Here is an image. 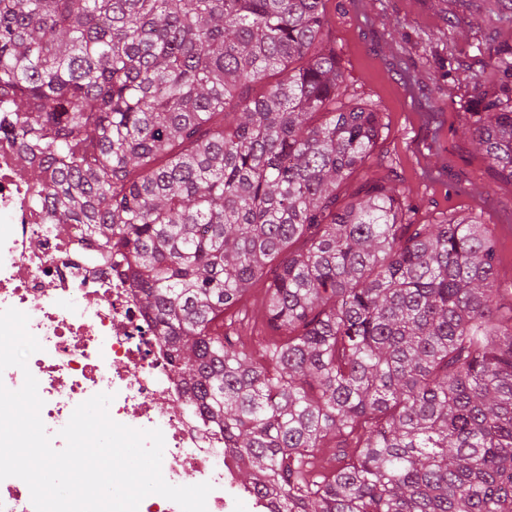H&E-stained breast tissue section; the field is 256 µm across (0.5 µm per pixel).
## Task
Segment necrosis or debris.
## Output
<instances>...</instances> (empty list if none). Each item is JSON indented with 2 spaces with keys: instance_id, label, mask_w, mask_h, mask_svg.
Returning a JSON list of instances; mask_svg holds the SVG:
<instances>
[{
  "instance_id": "obj_1",
  "label": "necrosis or debris",
  "mask_w": 512,
  "mask_h": 512,
  "mask_svg": "<svg viewBox=\"0 0 512 512\" xmlns=\"http://www.w3.org/2000/svg\"><path fill=\"white\" fill-rule=\"evenodd\" d=\"M38 188L0 136V310L29 317L42 345L27 369L7 368L0 383L19 389L25 374L38 382L41 419L55 449L75 407L99 393L112 395L111 418L135 429H160L162 474L173 485L185 472L213 486L207 512H272L273 506L239 487L224 437L178 402L183 386L168 348L144 317L136 288L85 249L80 224H51L32 208ZM173 411H165V403Z\"/></svg>"
}]
</instances>
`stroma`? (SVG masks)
<instances>
[{"label": "stroma", "mask_w": 512, "mask_h": 512, "mask_svg": "<svg viewBox=\"0 0 512 512\" xmlns=\"http://www.w3.org/2000/svg\"><path fill=\"white\" fill-rule=\"evenodd\" d=\"M327 41L345 82L385 127L373 170L405 189L417 223L471 214L499 244L495 273L512 299V184L470 134L478 90L507 81L512 0H329Z\"/></svg>", "instance_id": "35a3bbf8"}]
</instances>
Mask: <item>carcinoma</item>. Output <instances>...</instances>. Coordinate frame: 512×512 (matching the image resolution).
I'll use <instances>...</instances> for the list:
<instances>
[{
	"instance_id": "obj_1",
	"label": "carcinoma",
	"mask_w": 512,
	"mask_h": 512,
	"mask_svg": "<svg viewBox=\"0 0 512 512\" xmlns=\"http://www.w3.org/2000/svg\"><path fill=\"white\" fill-rule=\"evenodd\" d=\"M327 2L0 0L3 135L32 206L126 272L182 405L275 512H512L496 240L473 217L413 223L373 178L380 112L324 45ZM473 115L512 182V92ZM300 240L262 309L281 340L239 344L224 326Z\"/></svg>"
}]
</instances>
